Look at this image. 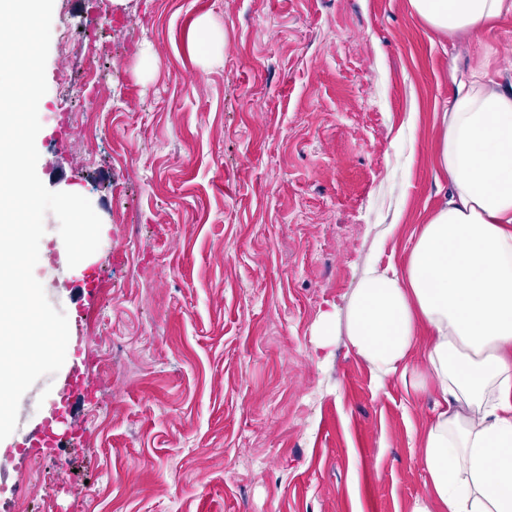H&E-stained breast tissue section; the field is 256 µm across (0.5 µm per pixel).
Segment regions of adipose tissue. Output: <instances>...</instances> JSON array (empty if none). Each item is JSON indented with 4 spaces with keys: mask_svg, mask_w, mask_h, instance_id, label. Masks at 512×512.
I'll use <instances>...</instances> for the list:
<instances>
[{
    "mask_svg": "<svg viewBox=\"0 0 512 512\" xmlns=\"http://www.w3.org/2000/svg\"><path fill=\"white\" fill-rule=\"evenodd\" d=\"M444 35L512 14V0H409ZM435 158L454 193L420 225L404 267L369 266L348 342L377 379L400 375L437 408L411 512H512V86L456 95Z\"/></svg>",
    "mask_w": 512,
    "mask_h": 512,
    "instance_id": "1",
    "label": "adipose tissue"
}]
</instances>
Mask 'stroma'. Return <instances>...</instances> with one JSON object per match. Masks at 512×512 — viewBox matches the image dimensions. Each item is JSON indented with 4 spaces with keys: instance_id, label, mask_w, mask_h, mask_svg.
Here are the masks:
<instances>
[{
    "instance_id": "obj_1",
    "label": "stroma",
    "mask_w": 512,
    "mask_h": 512,
    "mask_svg": "<svg viewBox=\"0 0 512 512\" xmlns=\"http://www.w3.org/2000/svg\"><path fill=\"white\" fill-rule=\"evenodd\" d=\"M219 51L192 38L199 18ZM37 174L102 221L78 299L59 223L35 277L85 336L22 397L0 504L27 512H410L430 397L348 349L370 264L404 266L453 191L434 149L459 82L512 85V14L432 31L408 0H54ZM157 62L140 69L144 49ZM99 77L79 99L88 60ZM336 313L326 348L320 317ZM87 441L40 466L7 451L86 347Z\"/></svg>"
}]
</instances>
